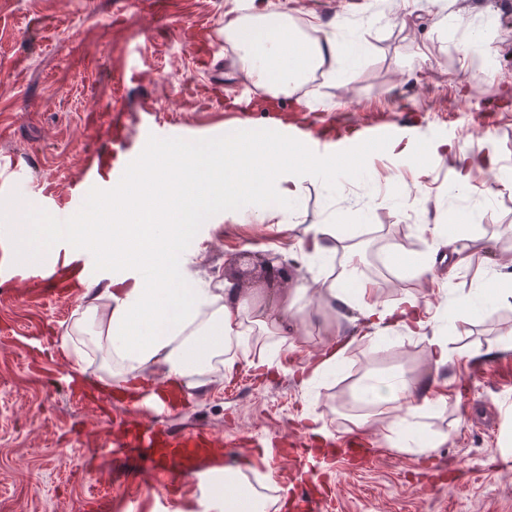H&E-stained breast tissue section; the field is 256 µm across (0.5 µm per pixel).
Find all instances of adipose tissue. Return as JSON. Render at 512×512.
Returning a JSON list of instances; mask_svg holds the SVG:
<instances>
[{"label":"adipose tissue","instance_id":"1","mask_svg":"<svg viewBox=\"0 0 512 512\" xmlns=\"http://www.w3.org/2000/svg\"><path fill=\"white\" fill-rule=\"evenodd\" d=\"M224 38L237 50L246 75L276 97L302 88L316 73L334 76L347 60L335 36L306 39L277 10L229 21ZM353 163L350 157L312 153L298 140L254 131L235 132L191 153L174 147L162 160H149L113 197L111 208L71 228L75 249L93 246L103 266L135 273L124 287L111 283L87 293L67 332L78 360L97 351L101 378L119 386L161 383L201 393L233 377L241 365L275 366L281 346L301 349L304 340L297 326L317 297L328 308L358 312L370 345L380 343L382 332L398 330L425 344L434 368L447 365L453 355L438 321L448 320L458 334H465L473 315L491 314L512 299V273L484 285L477 304L466 298L450 309L412 295L387 303L362 273L357 249L344 244L336 226L311 224L294 236L290 251L318 263L319 271L282 289L270 302L254 301L227 279L187 285L188 266L196 255L185 250L184 242L212 211H223L232 222L246 217L271 232H287L304 181ZM153 177L165 185L163 201L144 191ZM335 260L340 263L336 271L328 267ZM356 397L369 408L352 420L359 431L377 424L374 407L398 410L387 425L392 447L423 453L448 439L444 433L429 441L422 438V417L448 403L431 381L401 373L370 376L359 384ZM214 482L207 512H267L275 503L267 484L253 483L242 470L224 469Z\"/></svg>","mask_w":512,"mask_h":512}]
</instances>
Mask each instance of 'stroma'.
Here are the masks:
<instances>
[{
    "label": "stroma",
    "mask_w": 512,
    "mask_h": 512,
    "mask_svg": "<svg viewBox=\"0 0 512 512\" xmlns=\"http://www.w3.org/2000/svg\"><path fill=\"white\" fill-rule=\"evenodd\" d=\"M259 0H167L158 22L154 0H0V512H77L97 498L103 512H129L139 495L120 461H84L106 438L100 418L59 389L73 370L63 336L79 314L87 290L107 284L90 251H75L63 226L89 219L125 184L111 172L112 119L121 115L130 170L172 145H195L236 130L230 92L254 103L263 88L239 69L224 39L229 19L253 14ZM301 28L317 24L340 42L360 46L337 76H316L297 95L280 99L291 114L306 101L308 120H332L337 130L403 110L416 113L403 140H443L484 156L460 179L450 154L419 160L386 152L365 165L305 182L296 220L335 224L362 247L365 271L384 300L431 295L427 279L392 269L386 252L403 240L414 253H434V271L448 302L470 296L487 280L499 256L512 253V191H500L499 174L512 171V0H270ZM484 53L487 76L465 71V51ZM124 70L126 80L116 83ZM156 131L143 142L144 126ZM100 183L88 185L91 169ZM20 169L19 181L8 172ZM27 223L52 221L57 229L37 254L46 267L79 261L90 276L72 297L41 294L27 264L12 255V215ZM464 225L467 235L495 241L493 253H476L468 270H451L447 246H434L431 226ZM199 250L194 278L220 280L244 269L241 253L260 261L270 253L264 225L214 219L199 224L185 243ZM330 314L300 323L303 350H281L278 366H242L209 393H192L185 409L165 414L174 430L202 424L219 447L281 449L252 466L278 482L293 470L318 475L320 512H512V378L496 370L512 363L499 351L512 332V305L477 317L468 335L448 323L440 332L450 351L481 349L464 366L448 364L438 379L449 394L444 408L425 418L427 433L446 443L427 454L391 447L384 411L369 431L351 419L365 408L355 399L368 374L427 375L425 346L405 338L369 347L362 329L335 375L314 385L300 372L326 342ZM359 435L369 459L313 453L314 436Z\"/></svg>",
    "instance_id": "35a3bbf8"
}]
</instances>
